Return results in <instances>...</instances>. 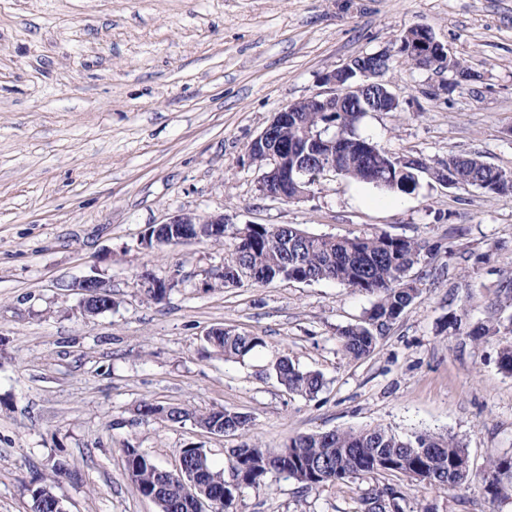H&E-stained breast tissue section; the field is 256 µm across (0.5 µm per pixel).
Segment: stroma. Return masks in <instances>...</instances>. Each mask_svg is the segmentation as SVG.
Wrapping results in <instances>:
<instances>
[{"instance_id":"obj_1","label":"stroma","mask_w":512,"mask_h":512,"mask_svg":"<svg viewBox=\"0 0 512 512\" xmlns=\"http://www.w3.org/2000/svg\"><path fill=\"white\" fill-rule=\"evenodd\" d=\"M429 28L473 77L418 69L393 50ZM391 50L396 112H368L356 132L430 165L481 154L512 171V0H0V512H32L29 488L64 467L66 512H158L131 482V446L166 469L183 448L216 467L260 441L277 453L301 434L382 425L447 434L474 475L512 454V196L421 176L389 193L342 175L309 196H264L249 143L283 105L326 92L323 76ZM178 213L225 215L223 242L146 246L151 225ZM290 224L315 235L382 233L437 246L411 275L422 294L366 357L339 332L374 295L334 281L249 280L222 287L236 230ZM171 285L147 298L143 272ZM109 285L112 308L80 313L75 280ZM458 324H451V317ZM495 327L477 344L469 332ZM216 327L258 335L242 361L206 343ZM287 353L321 373L312 398L263 371ZM150 401L249 415L246 433L145 418ZM394 486L402 512H512L477 484L448 491L386 474L315 490L282 475L238 490L233 512H363L371 489Z\"/></svg>"}]
</instances>
